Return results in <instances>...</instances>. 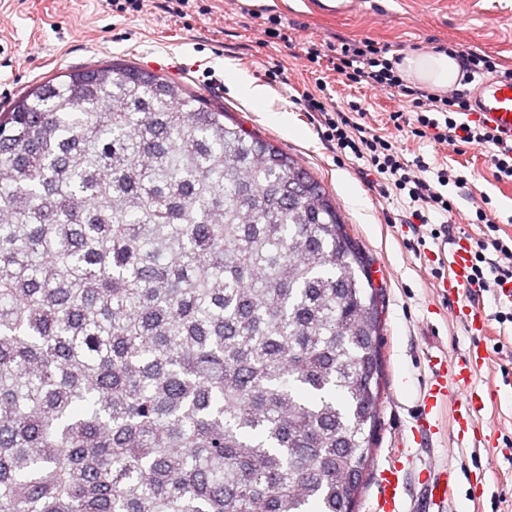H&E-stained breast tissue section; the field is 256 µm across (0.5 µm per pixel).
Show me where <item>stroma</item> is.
<instances>
[{
	"label": "stroma",
	"mask_w": 512,
	"mask_h": 512,
	"mask_svg": "<svg viewBox=\"0 0 512 512\" xmlns=\"http://www.w3.org/2000/svg\"><path fill=\"white\" fill-rule=\"evenodd\" d=\"M203 3L206 14L176 19L165 12L163 0H155L135 17L114 13L104 0H0V112L8 111L32 85L62 71L112 60L141 68L164 62L168 77L199 91L244 127L293 154L323 180L383 294L385 387L363 499L376 494L380 473L395 461L399 444L410 441L432 377L431 357L450 360L477 343L485 360L474 383L496 391L480 413L493 444L458 447L453 440L455 401L440 402L433 411L435 433L413 444L410 459L403 462V507L410 512L420 492L422 469L436 465L456 474L454 498L444 512H512V322L496 318L499 310L512 308V301L490 291L476 297L488 333L469 336L454 315L453 303L438 289L440 278L453 275L450 250L439 239L418 245L412 226L402 221L407 199L372 188L355 165L339 163L320 139L317 121L294 103L323 80L340 110L353 101L365 104L377 128H384L389 113L408 109L397 94L349 83L323 67H304L295 53L308 40L332 44L339 38H370L407 56L453 45L512 68V0H360L351 14L339 18L316 12L310 0ZM255 9L280 17L287 40L263 42L249 16ZM274 64L282 68L283 80L267 84L269 96L263 105L238 94L226 81L231 71L253 84H265L264 71ZM209 69L216 83L208 82ZM399 145L405 160L421 156L431 168L468 174L466 195L455 199L467 221L457 225L456 234L481 237L480 225L469 218L473 200L486 196L500 237H512V182L494 180L484 148L454 152L408 137L400 138ZM437 269L442 272L438 278L433 275Z\"/></svg>",
	"instance_id": "35a3bbf8"
}]
</instances>
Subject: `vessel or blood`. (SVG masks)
Wrapping results in <instances>:
<instances>
[{"label":"vessel or blood","instance_id":"b4317fda","mask_svg":"<svg viewBox=\"0 0 512 512\" xmlns=\"http://www.w3.org/2000/svg\"><path fill=\"white\" fill-rule=\"evenodd\" d=\"M476 117L490 126L498 128L503 137L512 140V81L495 78L483 80L475 97ZM454 275L440 283L442 295L456 301L455 309L459 320L471 335H482L486 328V319L482 313L468 304H460L459 298L466 291L469 255L460 249L453 253ZM484 355L481 346L470 347L458 356L450 369L433 367V380L428 389L427 403L436 406L438 401L448 395L449 385H457L461 394L457 405V429L455 438L460 444L476 445L487 442V435L477 426L482 408V396L472 386V377L482 365ZM455 474L448 467H430L426 470L421 490L422 503L427 507H438L447 502L455 486ZM402 482L400 470L392 466L382 471L379 478V490L368 512H400Z\"/></svg>","mask_w":512,"mask_h":512}]
</instances>
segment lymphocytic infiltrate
<instances>
[{
  "label": "lymphocytic infiltrate",
  "mask_w": 512,
  "mask_h": 512,
  "mask_svg": "<svg viewBox=\"0 0 512 512\" xmlns=\"http://www.w3.org/2000/svg\"><path fill=\"white\" fill-rule=\"evenodd\" d=\"M387 47L371 39L340 40L332 53H325L321 43L308 41L303 45V57L309 63L329 58L338 76L356 85H367L382 92H396L409 106L408 112H395L390 116L394 135H383L363 124L365 108L352 103L349 111L338 110L327 96L325 84H318L316 92L298 99L302 111L315 113L322 127L321 136L336 152L338 161L347 158L366 160L380 179L396 192L406 193L412 212L411 220L428 227L432 238H452V225L456 221L457 206L445 194L446 186L459 189L468 185L467 176L440 169L435 180L425 177L429 169L423 158L405 162L398 151L397 133L448 146L453 151L471 145L490 150L492 175L499 181H512V144L500 133L482 123H470L464 116L472 107L469 89L475 77L498 74L512 81V69H498L488 55L471 49L452 48L462 74L461 86L441 93L406 81L396 68L395 60L387 59ZM442 218L440 225L431 226V215ZM477 223L483 224L488 234L469 251L468 285L476 292L501 291L512 286V244L497 237V224L491 210L483 205L475 210Z\"/></svg>",
  "instance_id": "lymphocytic-infiltrate-1"
}]
</instances>
